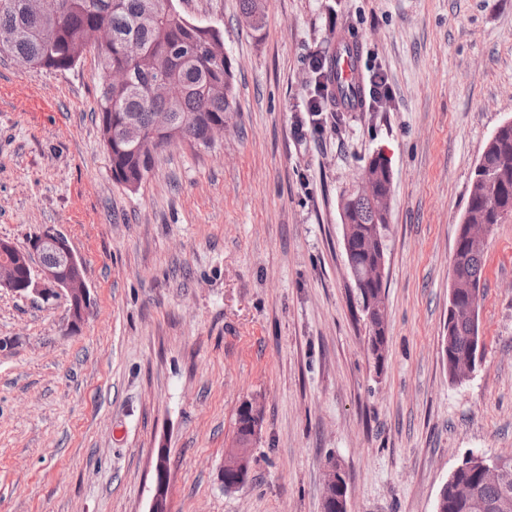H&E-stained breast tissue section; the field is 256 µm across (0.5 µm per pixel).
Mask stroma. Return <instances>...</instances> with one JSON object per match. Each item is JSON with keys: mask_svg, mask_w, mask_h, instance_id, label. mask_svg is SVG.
<instances>
[{"mask_svg": "<svg viewBox=\"0 0 512 512\" xmlns=\"http://www.w3.org/2000/svg\"><path fill=\"white\" fill-rule=\"evenodd\" d=\"M224 33L236 118L165 149L137 190L112 180L94 51L71 69L0 53V240L67 237L94 300L0 288V512H146L159 443L172 512H322L339 459L351 512H435L469 454L512 457V218L485 244L481 350L448 376L450 266L472 172L512 120V0H174ZM369 112H306L335 34ZM393 175L388 353L352 306L339 202L377 152ZM259 404L248 483L220 469ZM244 22L254 32H261L266 25L265 0H241ZM345 475V467L340 461L332 459L328 463L324 470L323 506L330 505L336 508V489L343 488L342 481Z\"/></svg>", "mask_w": 512, "mask_h": 512, "instance_id": "obj_1", "label": "stroma"}]
</instances>
